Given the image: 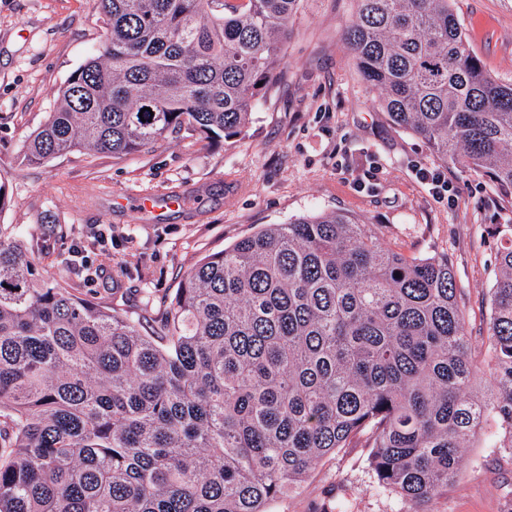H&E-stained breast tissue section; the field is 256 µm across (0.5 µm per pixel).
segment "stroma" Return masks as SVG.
I'll use <instances>...</instances> for the list:
<instances>
[{
    "label": "stroma",
    "instance_id": "1",
    "mask_svg": "<svg viewBox=\"0 0 512 512\" xmlns=\"http://www.w3.org/2000/svg\"><path fill=\"white\" fill-rule=\"evenodd\" d=\"M470 49L496 79L512 83V0H452ZM356 0H301L278 80L261 98L244 136L171 137L123 159L71 151L32 165L26 137L45 123L70 76L105 34L91 0H0V181L9 201L0 227L56 278L72 281L70 251L84 245L95 272L86 292L114 307L166 305L182 275L268 224L343 211L408 256L451 261L476 349L490 315L494 253L512 225V194L484 173L437 159L394 126L377 91L354 68L341 34ZM453 182L455 206L435 201L416 165ZM375 170L372 186L355 180ZM154 194L151 211L138 199ZM183 196L174 210L166 198ZM54 224L69 239L42 238ZM108 230L111 243L98 244ZM270 512H512V450L478 435L457 480L426 504L378 485L364 448L325 457Z\"/></svg>",
    "mask_w": 512,
    "mask_h": 512
}]
</instances>
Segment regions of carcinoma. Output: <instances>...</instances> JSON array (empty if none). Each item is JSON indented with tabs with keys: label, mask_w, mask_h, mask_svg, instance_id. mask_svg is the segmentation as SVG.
<instances>
[{
	"label": "carcinoma",
	"mask_w": 512,
	"mask_h": 512,
	"mask_svg": "<svg viewBox=\"0 0 512 512\" xmlns=\"http://www.w3.org/2000/svg\"><path fill=\"white\" fill-rule=\"evenodd\" d=\"M357 2L341 40L389 120L512 189V83L450 0ZM299 5L93 0L100 53L26 160L241 136ZM495 260L485 380L448 256L407 257L346 212L264 226L156 312L56 282L0 228V512H268L362 436L382 486L430 500L483 424L512 449V245Z\"/></svg>",
	"instance_id": "carcinoma-1"
}]
</instances>
